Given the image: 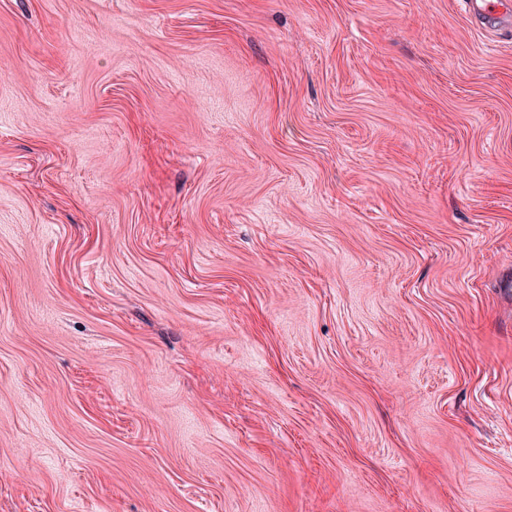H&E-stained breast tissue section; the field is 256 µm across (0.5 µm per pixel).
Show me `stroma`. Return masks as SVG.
Returning <instances> with one entry per match:
<instances>
[{"label":"stroma","mask_w":512,"mask_h":512,"mask_svg":"<svg viewBox=\"0 0 512 512\" xmlns=\"http://www.w3.org/2000/svg\"><path fill=\"white\" fill-rule=\"evenodd\" d=\"M512 13L0 0V512H512Z\"/></svg>","instance_id":"1"}]
</instances>
